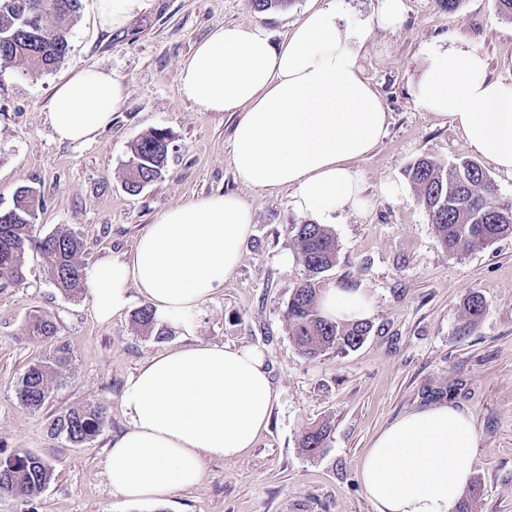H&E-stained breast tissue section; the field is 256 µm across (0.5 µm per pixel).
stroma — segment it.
<instances>
[{"mask_svg": "<svg viewBox=\"0 0 512 512\" xmlns=\"http://www.w3.org/2000/svg\"><path fill=\"white\" fill-rule=\"evenodd\" d=\"M325 2L295 0L289 9L258 13L249 0H146L124 26L105 30L98 0H81L71 50L59 67L36 77L0 68V209L11 207L17 188L37 190L45 206L32 218L35 235L73 232L84 241L85 265L131 252L166 210L214 194L237 195L253 214L237 269L202 305L191 336L147 335L134 320L139 298L99 323L89 297L60 293L44 257L26 253L24 280L0 288V457L29 451L51 462L55 477L34 502L0 496V512H376L360 482L363 455L399 417L440 405L470 414L479 433L472 480L481 492L472 512H512V236L450 255L406 176L420 157L446 164L470 154L452 122L414 101L425 46L438 39L465 45L485 58L491 78L512 81V19L497 12L495 0H463L451 14L434 0H403L402 22L384 28L376 21L379 0H335L347 20L371 29L361 63L389 126L352 163L366 205L337 214L330 227L336 262L319 279L323 289L362 291L373 309L371 331L355 349L309 358L285 319L304 276L292 227L305 217L289 190L236 179L237 115L199 111L179 93L176 74L217 28L259 24L278 43ZM84 69L111 72L126 97L95 142L58 141L47 119L50 98L60 80ZM155 129L170 138L166 167L130 194L124 186L130 146ZM390 181L405 184L404 197L381 194ZM283 253L292 254L291 264L279 263ZM474 291L486 311L469 326L464 302ZM45 313L55 318L72 359L35 413L19 403L15 388L49 349L27 332L32 317ZM198 340L264 350L278 394L270 424L246 455L205 459L196 486L158 503L125 501L113 493L105 469L113 436L128 426L125 384L151 357ZM90 405L106 412L93 442L74 445L51 435L54 415ZM320 425L329 435L312 456L301 439Z\"/></svg>", "mask_w": 512, "mask_h": 512, "instance_id": "1", "label": "stroma"}]
</instances>
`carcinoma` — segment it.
Returning a JSON list of instances; mask_svg holds the SVG:
<instances>
[{"instance_id": "obj_1", "label": "carcinoma", "mask_w": 512, "mask_h": 512, "mask_svg": "<svg viewBox=\"0 0 512 512\" xmlns=\"http://www.w3.org/2000/svg\"><path fill=\"white\" fill-rule=\"evenodd\" d=\"M80 0H0V64L28 76L50 72L71 49L70 32L75 24ZM258 13L286 10L295 0H250ZM169 136L152 131L130 148L125 187L133 192L158 179L165 168ZM417 199L428 213L442 246L452 255H466L494 241L512 235V206L496 203L495 189L487 173L475 161L463 158L443 166L427 157L408 168ZM44 207V197L29 187L13 194L12 206L0 211V287L18 284L24 278V255L41 252L48 261L50 278L61 293L76 297L86 288L80 237L59 231L44 238L33 235L31 218ZM306 267V277L293 292L286 310L289 334L302 353L310 358L331 349L348 350L368 334V322H334L322 316L317 278L336 261V241L322 224H296L293 227ZM482 297L472 292L465 304L468 330L483 316ZM136 322L149 335L163 339L169 335L156 327L151 306L141 307ZM31 338L51 341L53 351L30 364L16 386V397L24 406L41 409L52 383L69 365L67 344L58 337V327L50 316H37L28 327ZM106 416L98 406L70 410L54 418L50 432L83 444L99 435ZM327 431L315 428L302 438V448L315 454L325 445ZM54 478L53 465L39 455L18 451L0 458V495L24 499L39 495Z\"/></svg>"}]
</instances>
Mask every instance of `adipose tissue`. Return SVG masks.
I'll list each match as a JSON object with an SVG mask.
<instances>
[{"mask_svg":"<svg viewBox=\"0 0 512 512\" xmlns=\"http://www.w3.org/2000/svg\"><path fill=\"white\" fill-rule=\"evenodd\" d=\"M366 38V28L344 22L328 0L277 47L257 24L216 29L181 63L176 80L199 111L238 113L231 162L242 184L291 189L298 213L331 224L338 212L363 208L351 163L378 145L389 120L363 74ZM427 55L413 89L417 104L450 119L475 155L512 173V82L489 79L484 58L470 49L435 41ZM124 96L109 72L67 77L48 107L56 139L93 142ZM252 222L234 195L167 210L128 255L87 268L97 319L110 321L138 296L158 324L193 335L201 306L237 268ZM320 306L339 322L372 314L365 296L346 288L327 289ZM275 397L254 346L199 342L152 358L123 392L128 427L106 458L113 493L159 502L196 485L204 457L238 458L253 448ZM477 443L472 419L456 408L406 414L363 456L364 492L377 512H457Z\"/></svg>","mask_w":512,"mask_h":512,"instance_id":"obj_1","label":"adipose tissue"}]
</instances>
